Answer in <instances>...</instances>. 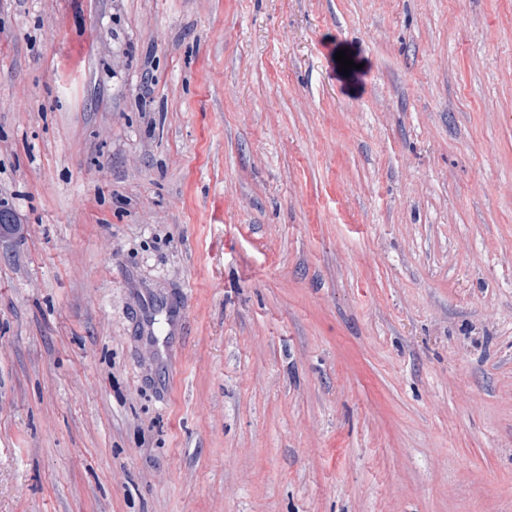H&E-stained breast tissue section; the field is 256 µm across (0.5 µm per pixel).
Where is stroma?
<instances>
[{
  "instance_id": "35a3bbf8",
  "label": "stroma",
  "mask_w": 512,
  "mask_h": 512,
  "mask_svg": "<svg viewBox=\"0 0 512 512\" xmlns=\"http://www.w3.org/2000/svg\"><path fill=\"white\" fill-rule=\"evenodd\" d=\"M0 197V512H512V0H0Z\"/></svg>"
}]
</instances>
